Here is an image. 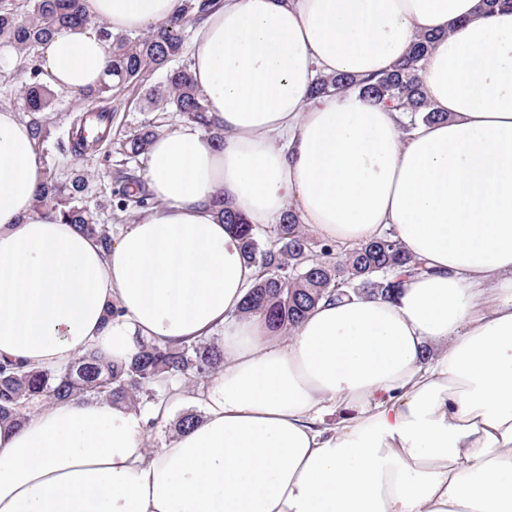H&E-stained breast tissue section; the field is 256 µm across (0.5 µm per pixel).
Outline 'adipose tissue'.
<instances>
[{"label": "adipose tissue", "instance_id": "1", "mask_svg": "<svg viewBox=\"0 0 512 512\" xmlns=\"http://www.w3.org/2000/svg\"><path fill=\"white\" fill-rule=\"evenodd\" d=\"M80 2L115 34L179 7ZM480 2L218 0L190 71L224 138L158 134L155 204L107 252L36 209L32 129L0 107V360L60 370L90 348L127 361L216 331L224 347L194 396L203 418L154 453L127 404L0 421V512H512V13ZM427 33L422 82L442 120L406 133L359 91L309 99L317 75L383 73ZM108 66L87 27L41 48L59 91L97 86ZM219 196L252 224L296 212L339 245L394 231L429 272L393 298L320 302L281 338L240 312L258 271Z\"/></svg>", "mask_w": 512, "mask_h": 512}]
</instances>
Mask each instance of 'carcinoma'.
Listing matches in <instances>:
<instances>
[{
	"mask_svg": "<svg viewBox=\"0 0 512 512\" xmlns=\"http://www.w3.org/2000/svg\"><path fill=\"white\" fill-rule=\"evenodd\" d=\"M215 0H181L178 13L146 34L113 36L103 23H93L82 12L79 0H0V44L18 51L27 78L21 91V105L33 130L38 151L51 136L52 123L45 116L57 92L42 79L39 64L41 46L60 31L73 25H95L101 39L110 43V76L98 86L82 92L86 100L98 103L92 111L112 119V96L129 86L145 90L149 111L159 116L144 124L121 146L131 159L147 154L148 146L168 116L176 115L203 130L216 134V120L208 115L190 70L182 62L185 53L184 29L188 22L202 18ZM435 36L418 38L407 56L393 69L374 77L350 74L320 76L310 87L314 100L337 89L354 88L375 103L409 115L411 124L443 118L428 102L421 80L422 63ZM156 72L162 84L148 83ZM112 145L111 125L93 145L71 137L68 151L76 161L89 150ZM86 182L77 175L61 181L49 171L35 192L37 205L59 214L84 235L92 237L106 252L112 248V225L102 222L97 208L85 201ZM223 223L241 242L247 262L260 269V278L249 289L241 307L245 315L261 314L268 327L283 333L295 329L322 300H334L351 293L390 297L406 278L429 272L388 231L362 243L345 254L328 241L314 245L296 215L287 212L264 239L260 229L225 200H216ZM224 366L223 346L198 340L190 343L144 344L129 361L115 363L88 351L62 371L29 370L14 362L0 363V419L21 420L25 405L93 396L112 403L148 409L164 395L154 389L160 378L171 384L186 380L204 381Z\"/></svg>",
	"mask_w": 512,
	"mask_h": 512,
	"instance_id": "carcinoma-1",
	"label": "carcinoma"
}]
</instances>
